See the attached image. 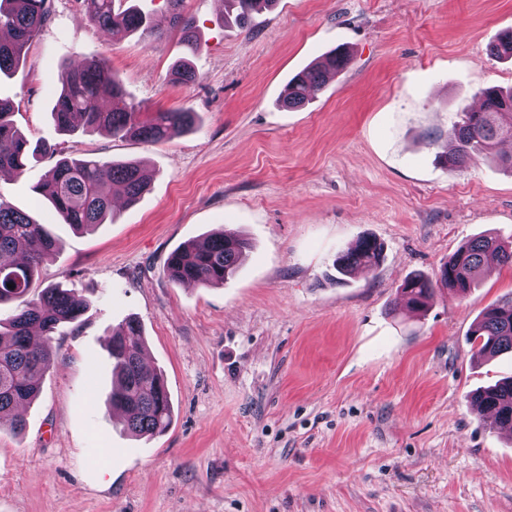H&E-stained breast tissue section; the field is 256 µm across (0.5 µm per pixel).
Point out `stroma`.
I'll use <instances>...</instances> for the list:
<instances>
[{
  "instance_id": "1",
  "label": "stroma",
  "mask_w": 512,
  "mask_h": 512,
  "mask_svg": "<svg viewBox=\"0 0 512 512\" xmlns=\"http://www.w3.org/2000/svg\"><path fill=\"white\" fill-rule=\"evenodd\" d=\"M133 2L160 37L109 40L84 0H50L25 64L0 78L18 128L47 147L0 176V200L64 243L34 289L87 303L53 337L24 430L0 426V512H512V433L468 402L512 376V354L477 360L467 341L512 295V268L423 313L397 293L411 275L437 278L469 239L512 241V174L444 162L459 112L512 88V59L489 52L512 31V0H277L244 28L222 0H183L194 53L167 0ZM338 47L344 70L283 108L288 79ZM100 58L128 101L195 113V126L161 144L60 134V67ZM181 60L196 78L175 84ZM63 157L140 163L148 189L75 231L32 191ZM223 229L249 243L230 279L168 278L170 252ZM363 236L383 244L380 265L337 274ZM131 316L174 406L155 437L107 411V343ZM172 6L171 24L174 29L180 33V40L190 51H194L198 47V39L196 27L191 17H187L179 10V5L183 0H168Z\"/></svg>"
}]
</instances>
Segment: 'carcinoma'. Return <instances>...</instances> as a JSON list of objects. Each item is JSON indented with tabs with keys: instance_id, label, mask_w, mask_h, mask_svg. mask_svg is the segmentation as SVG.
<instances>
[{
	"instance_id": "cac0c4a2",
	"label": "carcinoma",
	"mask_w": 512,
	"mask_h": 512,
	"mask_svg": "<svg viewBox=\"0 0 512 512\" xmlns=\"http://www.w3.org/2000/svg\"><path fill=\"white\" fill-rule=\"evenodd\" d=\"M117 0H86L88 17L108 36L141 31L155 36L151 18L135 7L115 9ZM183 0H169L173 8L171 24L180 40L194 51L198 47L192 18L179 10ZM274 0H224V10L236 11L235 21L244 27L252 14ZM49 17V0H0V31L9 39L0 41V74H10L25 57L40 27ZM496 58H512V31L503 34L490 49ZM347 53L339 48L323 60L291 77L281 95L288 109L308 103L330 73L342 69ZM59 93L51 109L57 128L63 132L82 130L105 133L114 138L136 137L145 142H165L194 125L196 115L188 111L143 112L126 100L121 80L104 60L82 66L64 65L58 73ZM112 99V108L101 109V100ZM10 107L0 101V169L22 174L30 158L27 139L9 119ZM454 144L446 157L452 167H460L477 156L498 161L512 170V154L498 146L512 141V90L505 93L492 86L482 93L478 111L460 113V120L448 129ZM148 186V177L135 162L114 163L90 158L60 159L34 187L47 200L61 223L88 232L112 215V188L119 189L130 205L136 204ZM62 248L60 239L30 214L0 200V306H12L6 321L0 320V421L10 414L11 429L20 432L25 420L14 410L29 405L39 393V381L50 367L54 352L53 334L65 323L80 321L85 302L73 292L49 286L29 297L33 279L43 260ZM246 243L237 235L221 231L203 242H187L170 253L165 265L172 281L203 286L222 285L239 267ZM382 245L369 237L336 258L340 274L358 268L373 269L380 263ZM490 258L512 267V242L481 236L456 250L434 281L423 276L406 278L399 288L405 304L425 311L436 292L446 289L464 297ZM14 285L10 289L7 284ZM474 354L494 357L512 353V296L488 306L470 330ZM146 350L139 321L129 319L112 331L108 358L114 385L112 410L136 436L163 434L172 423V402L161 370H145L141 365ZM472 406L494 416L495 425L512 430V378L469 395Z\"/></svg>"
}]
</instances>
